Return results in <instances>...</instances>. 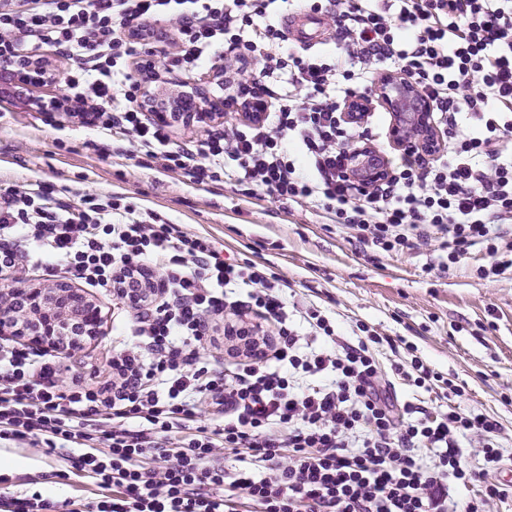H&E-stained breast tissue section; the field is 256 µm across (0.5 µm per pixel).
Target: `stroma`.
<instances>
[{
    "mask_svg": "<svg viewBox=\"0 0 512 512\" xmlns=\"http://www.w3.org/2000/svg\"><path fill=\"white\" fill-rule=\"evenodd\" d=\"M66 62L49 57L45 83L31 87V105L0 106V183L41 179L90 193H123L166 216L183 230L210 236L227 257L266 264L287 281L289 309L317 306L336 331L353 339L356 322L401 337L424 364L464 387V398L429 393L402 382L400 401L447 413L455 407L495 417L503 464H512V279H482L472 255L453 271L427 270L430 252L381 255L372 260L338 224L309 208L290 209L270 199L242 200L227 184L197 189L186 178L139 167L127 156L93 151L97 133L63 112L47 117L39 102L59 96ZM101 308V335L68 358L73 373H106L112 355L117 300L101 288L82 286ZM33 462L18 475L15 492L40 491L61 501L78 496L63 478L66 464L43 448H19Z\"/></svg>",
    "mask_w": 512,
    "mask_h": 512,
    "instance_id": "35a3bbf8",
    "label": "stroma"
}]
</instances>
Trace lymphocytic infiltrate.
Listing matches in <instances>:
<instances>
[{"label":"lymphocytic infiltrate","mask_w":512,"mask_h":512,"mask_svg":"<svg viewBox=\"0 0 512 512\" xmlns=\"http://www.w3.org/2000/svg\"><path fill=\"white\" fill-rule=\"evenodd\" d=\"M278 2L0 0V100H21L20 72L53 53L63 94L39 109L82 106L99 153L317 208L382 253L432 250L444 270L479 252L480 278L512 276V0H295L334 31L316 50L276 23ZM148 39L166 71L263 93L261 120L174 144L131 74ZM384 71L410 77L447 131L430 161L401 155L370 188L348 173L357 125L343 105ZM34 267L149 295L124 304L105 379L67 380L48 350L0 345V443L63 451L99 490L61 504L1 493L0 512H492L505 498L489 477L498 420L399 401L406 369L428 390L442 375L416 358L382 367L385 338L366 323L347 342L317 308L294 319L267 266L126 195L0 186V280L13 284L0 306L27 307L16 285ZM223 339L225 362L207 353ZM467 436L481 467L463 461ZM454 484L478 491L462 501Z\"/></svg>","instance_id":"obj_1"}]
</instances>
